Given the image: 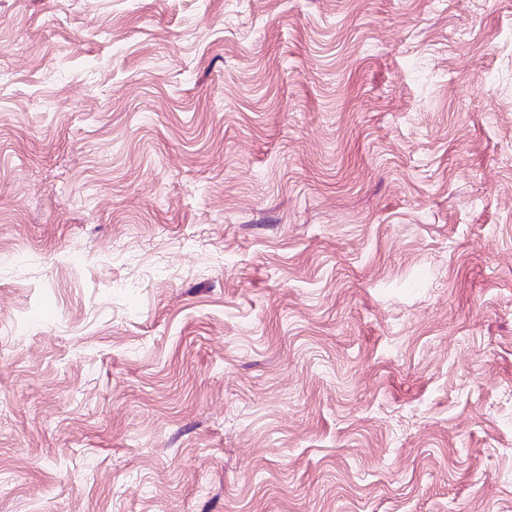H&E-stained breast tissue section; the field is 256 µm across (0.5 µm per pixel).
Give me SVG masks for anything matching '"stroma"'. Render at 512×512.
I'll list each match as a JSON object with an SVG mask.
<instances>
[{"label":"stroma","mask_w":512,"mask_h":512,"mask_svg":"<svg viewBox=\"0 0 512 512\" xmlns=\"http://www.w3.org/2000/svg\"><path fill=\"white\" fill-rule=\"evenodd\" d=\"M0 512H512V0H0Z\"/></svg>","instance_id":"35a3bbf8"}]
</instances>
